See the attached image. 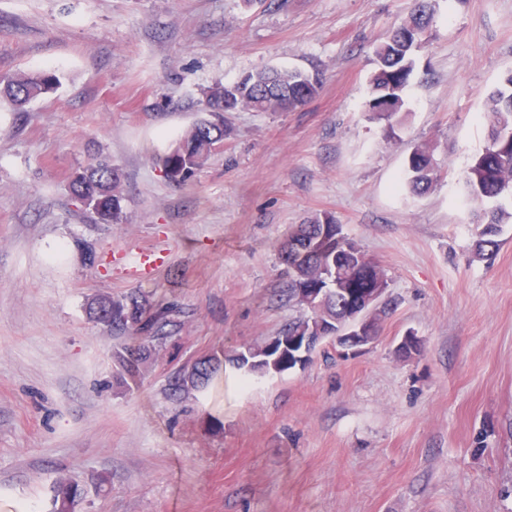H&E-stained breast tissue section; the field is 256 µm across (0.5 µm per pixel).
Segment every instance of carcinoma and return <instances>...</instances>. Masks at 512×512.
<instances>
[{
	"label": "carcinoma",
	"instance_id": "1",
	"mask_svg": "<svg viewBox=\"0 0 512 512\" xmlns=\"http://www.w3.org/2000/svg\"><path fill=\"white\" fill-rule=\"evenodd\" d=\"M434 6L431 0H415L407 17L395 27L375 51L377 68L371 77L370 119L382 123L388 132H394L393 121L403 106V92L412 73V52L418 40L433 26ZM57 77L46 71H34L0 76V97L8 99L20 109L30 101L53 91ZM322 85L316 74L298 70L269 69L249 73L238 80L218 85L206 95L205 111L212 116L191 126L165 157L164 166L174 178L186 177L201 166L214 146L224 140V113L240 108L258 112H279L301 106L311 100ZM489 123L488 144L476 155L465 171L468 196L482 202L486 199L512 194V70L506 72L500 87L487 99L485 106ZM407 184L415 197L427 194L438 180V169L430 147L417 145L407 159ZM69 189L85 209L95 214L101 224L124 223L122 175L108 158H97L73 173ZM512 221V211L500 205L479 216L480 227L475 241V255L493 254L499 246L502 225ZM348 237L342 225L330 213L317 214L294 225L280 246L288 268V299L305 305L303 288H322V275L336 271V283L329 286L331 293L324 304L310 309L288 323L284 335L301 336L323 324L350 321L348 301H357L363 291L380 278L388 284L384 272L364 251L350 260L344 246ZM171 309L151 306L138 293L122 297L102 296L90 306L91 317L99 324L132 334L158 332L167 325ZM264 346L249 347L242 359L227 358V364L239 370L247 365L252 372H269L276 367L280 372L290 369L288 354L276 352L262 355ZM119 366L117 381L134 379L143 374L153 360L151 350L142 346L126 347L113 354ZM220 360L202 359L172 383L174 392L185 389H204L220 371ZM84 496L79 484L58 479L53 485L54 512H74L76 503Z\"/></svg>",
	"mask_w": 512,
	"mask_h": 512
}]
</instances>
